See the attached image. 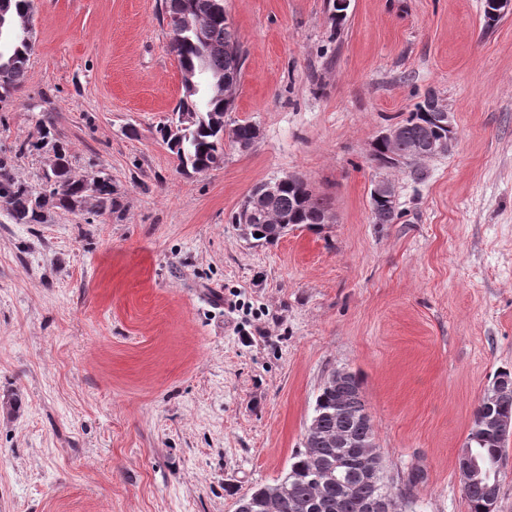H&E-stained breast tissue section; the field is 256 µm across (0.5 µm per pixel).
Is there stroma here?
<instances>
[{"label":"stroma","instance_id":"1","mask_svg":"<svg viewBox=\"0 0 512 512\" xmlns=\"http://www.w3.org/2000/svg\"><path fill=\"white\" fill-rule=\"evenodd\" d=\"M162 0H35L36 50L0 106V154L43 186L44 133L116 212L0 216V512H235L301 449L328 374L357 372L394 512H468L456 467L512 371V16L483 0H224L244 55L220 167L157 129L181 71ZM457 142L381 169L372 142L426 92ZM31 152L15 155L17 144ZM290 173L336 217L256 247L231 217ZM385 177L401 217L375 223Z\"/></svg>","mask_w":512,"mask_h":512}]
</instances>
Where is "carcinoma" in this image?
Segmentation results:
<instances>
[{
  "label": "carcinoma",
  "mask_w": 512,
  "mask_h": 512,
  "mask_svg": "<svg viewBox=\"0 0 512 512\" xmlns=\"http://www.w3.org/2000/svg\"><path fill=\"white\" fill-rule=\"evenodd\" d=\"M217 0H162L167 26H174L177 20L188 17L193 26L203 30L205 41H199L194 32L188 30L181 37L170 39V48L178 58L181 72L190 73L197 79L196 89L183 93L173 110L171 121H176L185 112H198L201 118L188 128V133L177 142L168 136L169 125L159 128L161 138L176 155L179 166L200 173L219 166L224 162L222 129L213 124L212 117L225 112L224 100L211 92V84L224 78L238 77L242 68V55L228 50L236 40L232 28L224 24V17L215 11ZM32 3L31 0H0V103L10 101L20 90L27 77L28 62L34 53L35 43L29 39ZM427 99H421L399 126L400 140L385 145L378 151L374 161L382 162L385 154L398 155L421 144L423 135H434L431 127L423 126L422 116ZM53 149L61 152L64 164L61 170L52 174L54 182L49 185L50 194L58 197L56 207L69 210V200L79 196L85 180L72 177L69 152L66 144L55 141ZM13 157L0 156V211L16 224H42L44 215L36 211L37 195L32 188L17 180L12 173ZM265 211L270 221L257 220L251 225L250 239L258 246L276 243L292 228L319 230L322 215L328 211L327 201L317 197L301 177L281 187L277 194L265 202ZM375 223L395 224L400 214L391 206L380 205L372 208ZM343 403L355 412L367 409L358 375L350 377L346 385L328 387L323 385L315 398L313 420L317 430L303 439V449L291 456L288 472L273 485H263L241 497L248 512H267L270 493L279 487H289L292 493L280 501L279 512H364L365 499L384 495L409 499L410 489L423 479V471L414 469L408 484L397 490L380 480L368 484L363 478L361 449H346L348 463L340 471L338 481L351 485L350 498L336 496V488L324 484L319 476L323 465L331 458L335 448L328 437L343 429L364 437L371 428L357 422L356 416L336 412V403ZM485 414L512 415V391L499 399L478 403L473 413V422ZM507 434L489 433L476 444L475 455L478 463L491 467L506 454ZM486 490L484 485L475 484L465 489L468 512H483Z\"/></svg>",
  "instance_id": "obj_1"
}]
</instances>
